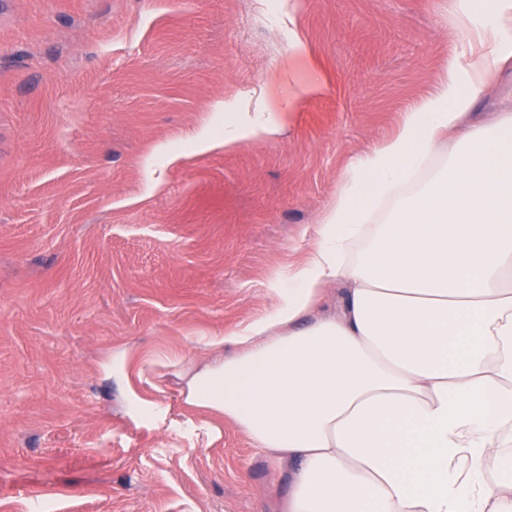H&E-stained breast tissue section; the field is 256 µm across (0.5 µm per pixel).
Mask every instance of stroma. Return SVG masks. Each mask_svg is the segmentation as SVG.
I'll use <instances>...</instances> for the list:
<instances>
[{"mask_svg": "<svg viewBox=\"0 0 512 512\" xmlns=\"http://www.w3.org/2000/svg\"><path fill=\"white\" fill-rule=\"evenodd\" d=\"M452 0H0V512H282L288 470L184 403L359 155L446 75ZM323 94L283 111L290 86ZM512 102V67L472 123ZM280 133L207 150L224 111ZM136 374L104 371L117 349ZM167 412L138 416L139 401Z\"/></svg>", "mask_w": 512, "mask_h": 512, "instance_id": "obj_1", "label": "stroma"}]
</instances>
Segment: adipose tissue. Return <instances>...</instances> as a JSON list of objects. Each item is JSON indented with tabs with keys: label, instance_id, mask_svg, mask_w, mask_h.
I'll use <instances>...</instances> for the list:
<instances>
[{
	"label": "adipose tissue",
	"instance_id": "ef3b65f1",
	"mask_svg": "<svg viewBox=\"0 0 512 512\" xmlns=\"http://www.w3.org/2000/svg\"><path fill=\"white\" fill-rule=\"evenodd\" d=\"M453 22L470 50L350 165L271 309L209 337L186 383L187 406L287 465L283 512H512V113L465 125L512 64V0H455ZM280 129L229 112L217 144ZM328 282L343 294L323 315Z\"/></svg>",
	"mask_w": 512,
	"mask_h": 512
}]
</instances>
